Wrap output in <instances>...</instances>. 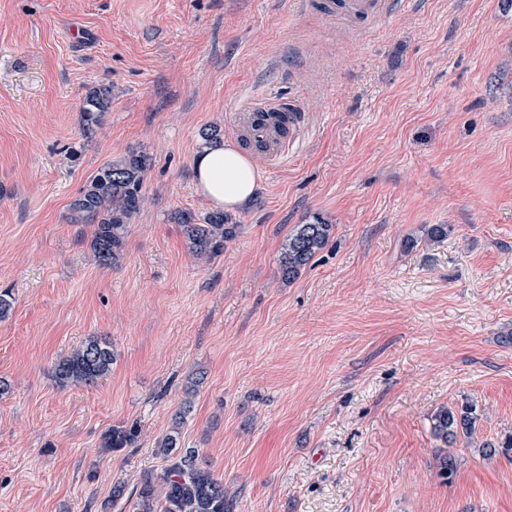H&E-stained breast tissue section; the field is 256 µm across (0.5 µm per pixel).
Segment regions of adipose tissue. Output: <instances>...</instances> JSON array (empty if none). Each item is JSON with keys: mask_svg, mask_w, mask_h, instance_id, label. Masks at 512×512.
<instances>
[{"mask_svg": "<svg viewBox=\"0 0 512 512\" xmlns=\"http://www.w3.org/2000/svg\"><path fill=\"white\" fill-rule=\"evenodd\" d=\"M199 190L215 206L238 209L254 196L260 174L236 144L220 141L202 148L195 163Z\"/></svg>", "mask_w": 512, "mask_h": 512, "instance_id": "ef3b65f1", "label": "adipose tissue"}]
</instances>
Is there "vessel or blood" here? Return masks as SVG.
Segmentation results:
<instances>
[{
	"label": "vessel or blood",
	"instance_id": "1",
	"mask_svg": "<svg viewBox=\"0 0 512 512\" xmlns=\"http://www.w3.org/2000/svg\"><path fill=\"white\" fill-rule=\"evenodd\" d=\"M328 18L344 17L361 23L379 18L389 0H312ZM244 127V145L255 153L279 163L307 131L306 114L294 103L268 97L247 102L237 113Z\"/></svg>",
	"mask_w": 512,
	"mask_h": 512
}]
</instances>
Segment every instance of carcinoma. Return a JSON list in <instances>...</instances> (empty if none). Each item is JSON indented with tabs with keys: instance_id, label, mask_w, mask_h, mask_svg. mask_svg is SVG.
<instances>
[{
	"instance_id": "cac0c4a2",
	"label": "carcinoma",
	"mask_w": 512,
	"mask_h": 512,
	"mask_svg": "<svg viewBox=\"0 0 512 512\" xmlns=\"http://www.w3.org/2000/svg\"><path fill=\"white\" fill-rule=\"evenodd\" d=\"M112 91L101 85L85 97L81 121L86 134L102 124ZM150 158L143 152L131 151L102 165L79 195L71 202L69 223L95 225L91 250L95 262L104 267L116 264L122 255L127 229L143 205V180ZM190 252L209 260L224 253L227 242L235 239L241 225L231 215L215 210L199 218L191 212L177 214ZM332 225L318 216L295 225L282 244L280 272L286 282L298 278L316 253L327 244ZM116 354L112 342L92 337L62 358L54 367L53 378L62 389L83 385L94 386L112 371ZM201 378L191 376L184 387V400L175 414L169 433L161 440L159 452L170 461L162 480L163 492H157L152 478H145L136 489L137 512H233V501L224 494V484L216 479L197 448L180 446L184 417L191 411ZM478 414L476 405L465 401L460 407L443 406L431 417L435 439L443 443L437 457L439 475L450 477L456 459L450 448L464 439L475 442ZM139 428L116 425L104 436L103 447L119 450L133 446Z\"/></svg>"
}]
</instances>
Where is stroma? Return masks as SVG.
Here are the masks:
<instances>
[{"label": "stroma", "instance_id": "stroma-1", "mask_svg": "<svg viewBox=\"0 0 512 512\" xmlns=\"http://www.w3.org/2000/svg\"><path fill=\"white\" fill-rule=\"evenodd\" d=\"M298 2L0 0V512H135L199 371L181 440L234 512H512V455L478 448L512 434V6L394 0L351 27ZM265 96L300 104L306 135L254 158L237 238L197 258L174 216L213 209L201 132L234 140ZM132 150L152 159L143 206L102 267L69 205ZM315 216L329 242L285 282L282 243ZM92 336L110 375L58 388ZM466 400L478 444L454 446L446 483L431 416ZM132 423L135 447L103 451ZM112 91L101 85L93 88L85 97L81 108V121L86 134H91L102 124L103 115L107 112Z\"/></svg>", "mask_w": 512, "mask_h": 512}]
</instances>
